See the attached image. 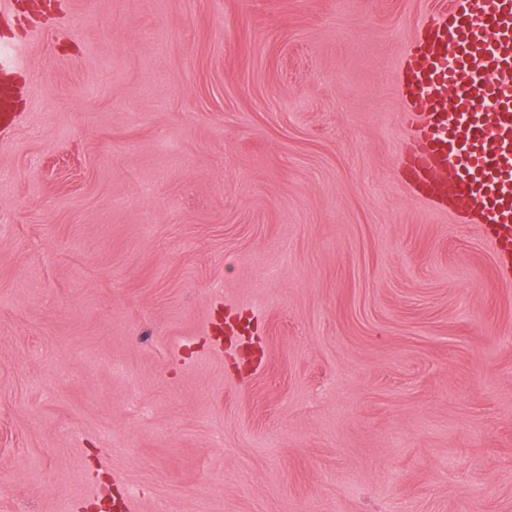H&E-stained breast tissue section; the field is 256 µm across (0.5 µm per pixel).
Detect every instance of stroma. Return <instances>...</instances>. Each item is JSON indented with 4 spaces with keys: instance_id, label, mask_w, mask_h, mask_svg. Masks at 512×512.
<instances>
[{
    "instance_id": "35a3bbf8",
    "label": "stroma",
    "mask_w": 512,
    "mask_h": 512,
    "mask_svg": "<svg viewBox=\"0 0 512 512\" xmlns=\"http://www.w3.org/2000/svg\"><path fill=\"white\" fill-rule=\"evenodd\" d=\"M447 6L0 11V512H512V283L396 164ZM18 122L16 112H13V89L8 86L4 91L2 107L0 113V140L3 142L7 139Z\"/></svg>"
}]
</instances>
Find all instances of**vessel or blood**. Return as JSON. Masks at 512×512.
<instances>
[{
  "label": "vessel or blood",
  "instance_id": "b4317fda",
  "mask_svg": "<svg viewBox=\"0 0 512 512\" xmlns=\"http://www.w3.org/2000/svg\"><path fill=\"white\" fill-rule=\"evenodd\" d=\"M400 164L411 193L482 224L512 272V0H449L401 65ZM18 122L0 95V140Z\"/></svg>",
  "mask_w": 512,
  "mask_h": 512
}]
</instances>
